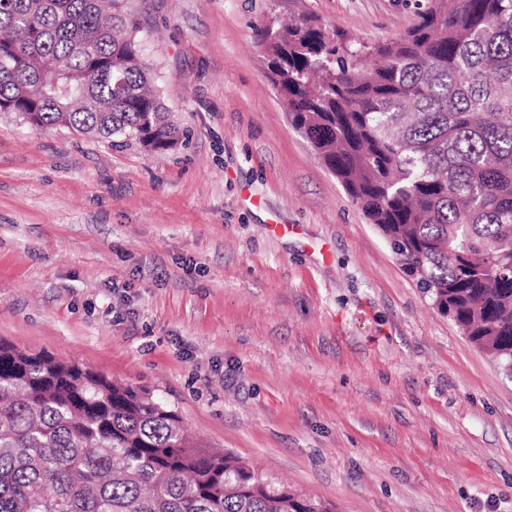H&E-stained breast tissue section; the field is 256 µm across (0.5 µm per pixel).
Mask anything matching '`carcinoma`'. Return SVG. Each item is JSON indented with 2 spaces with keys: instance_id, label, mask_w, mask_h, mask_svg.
<instances>
[{
  "instance_id": "1",
  "label": "carcinoma",
  "mask_w": 512,
  "mask_h": 512,
  "mask_svg": "<svg viewBox=\"0 0 512 512\" xmlns=\"http://www.w3.org/2000/svg\"><path fill=\"white\" fill-rule=\"evenodd\" d=\"M123 0H0V112L175 147ZM258 37L293 128L471 343L512 364V0H434L354 45L311 18ZM0 512H334L188 436L140 387L0 343Z\"/></svg>"
}]
</instances>
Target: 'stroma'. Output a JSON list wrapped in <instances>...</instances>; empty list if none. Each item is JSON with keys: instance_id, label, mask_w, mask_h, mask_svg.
<instances>
[{"instance_id": "35a3bbf8", "label": "stroma", "mask_w": 512, "mask_h": 512, "mask_svg": "<svg viewBox=\"0 0 512 512\" xmlns=\"http://www.w3.org/2000/svg\"><path fill=\"white\" fill-rule=\"evenodd\" d=\"M428 2L125 0L185 135L0 113V341L149 389L336 512H512V376L291 126L258 45L302 14L390 41Z\"/></svg>"}]
</instances>
